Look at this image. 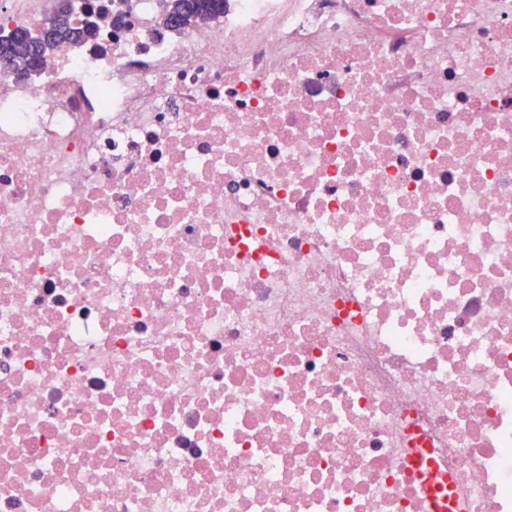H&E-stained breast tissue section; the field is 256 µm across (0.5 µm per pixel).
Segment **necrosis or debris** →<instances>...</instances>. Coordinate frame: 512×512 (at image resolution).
Listing matches in <instances>:
<instances>
[{"mask_svg": "<svg viewBox=\"0 0 512 512\" xmlns=\"http://www.w3.org/2000/svg\"><path fill=\"white\" fill-rule=\"evenodd\" d=\"M88 4L0 68V512H512V0ZM170 16H164V26L173 31L191 27L201 18H213L224 13V0H171ZM177 18L173 22L172 17ZM70 12L66 14L65 10L59 12L58 24L45 32L39 39L38 45L39 50L45 60L47 55L51 53L60 43L64 41H73L79 39L94 38L96 33L95 30L91 33L90 29L73 27L70 23ZM415 467L419 474L422 484L427 492L428 499V511L429 512H447L448 508L451 507L449 500L445 495L437 491V486L441 483L439 481L440 475L436 470L431 469L429 465L424 467V461L417 459Z\"/></svg>", "mask_w": 512, "mask_h": 512, "instance_id": "necrosis-or-debris-1", "label": "necrosis or debris"}]
</instances>
